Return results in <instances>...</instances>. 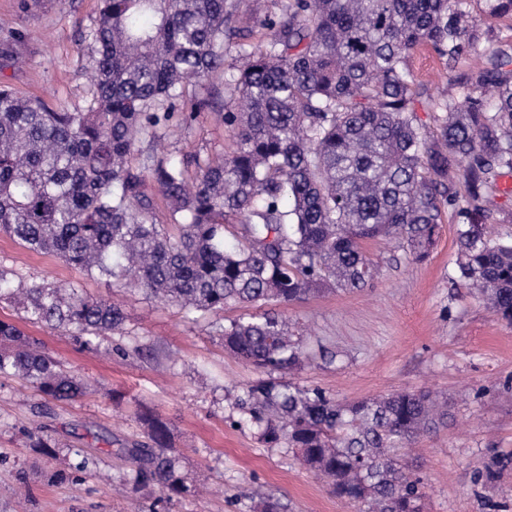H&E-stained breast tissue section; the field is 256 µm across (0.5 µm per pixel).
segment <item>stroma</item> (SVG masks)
Instances as JSON below:
<instances>
[{"label":"stroma","mask_w":512,"mask_h":512,"mask_svg":"<svg viewBox=\"0 0 512 512\" xmlns=\"http://www.w3.org/2000/svg\"><path fill=\"white\" fill-rule=\"evenodd\" d=\"M248 34L225 40L224 72L188 86L176 110L203 101L191 125H173L146 150L186 158L230 153L224 126L232 106L225 81L242 51L264 48L251 0H228ZM100 0H0V85L71 112L91 102L93 72L87 34ZM436 55L414 54L411 68L420 102L454 93L452 72ZM378 263L374 283L360 291L315 294L274 305L303 335L308 358L290 382L325 390L346 403L392 391L432 390L448 398V419L421 436L408 460L425 483L426 512H512V469L491 484L476 472L512 452V325L498 321L465 285H452L456 221L445 209L435 244L421 262L396 243L369 241ZM0 265L24 283L50 278L121 306L123 334L108 348L89 350L58 331L23 321L0 303V320L19 324L72 373L98 385L96 394L48 401L19 378L0 379V512H14L18 496L29 512H253L255 495L279 500L284 512H358L297 460L287 443L265 444L244 423L234 402L259 371L225 350L220 329L246 315L243 306L186 315L140 291L94 280L59 257L31 251L0 233ZM152 409L167 420L171 444L198 494L163 502L154 486L121 482L122 449L146 437L138 415ZM42 428L62 446L81 448L112 481L81 487L61 479L64 461L47 462L26 447L21 427Z\"/></svg>","instance_id":"1"}]
</instances>
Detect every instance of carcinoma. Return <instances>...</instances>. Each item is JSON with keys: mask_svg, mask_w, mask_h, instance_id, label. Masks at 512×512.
Returning <instances> with one entry per match:
<instances>
[{"mask_svg": "<svg viewBox=\"0 0 512 512\" xmlns=\"http://www.w3.org/2000/svg\"><path fill=\"white\" fill-rule=\"evenodd\" d=\"M509 15L512 0H289L282 17H256L265 49L233 76L240 106L226 110L224 125L234 151L140 164L139 144L195 117L174 112V101L186 85L224 71V39L242 28L227 0H101L88 33L87 110H56L0 87V232L89 278L194 313L363 288L378 273L365 242L395 241L420 262L451 206L458 279L512 324V239L486 231L487 203L512 177V44L477 24ZM423 47L448 66L475 59L458 95L426 108L437 113L432 135L417 115L410 65ZM452 172L465 184L462 201ZM149 179L181 217L174 233L156 223ZM230 228L236 244L228 249ZM2 298L87 349L125 321L120 307L80 288L26 287L0 266ZM221 338L264 374L237 405L265 443L299 449L303 464L359 512H423L424 483L400 459L447 414L448 401L403 390L340 403L280 380L305 356L301 337L270 311L231 321ZM12 376L56 401L88 392L38 339L0 320V378ZM139 421L150 444L125 449L130 481L158 485L169 499L187 494L168 423L151 411ZM27 439L56 456L40 431ZM74 455L72 484L100 475L93 459ZM510 468L512 454L495 456L478 476L491 482Z\"/></svg>", "mask_w": 512, "mask_h": 512, "instance_id": "obj_1", "label": "carcinoma"}]
</instances>
